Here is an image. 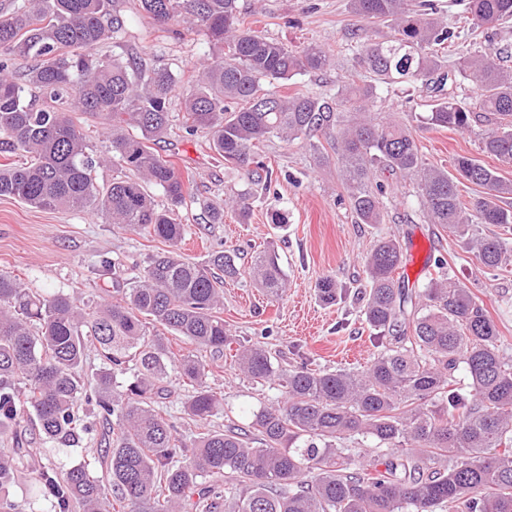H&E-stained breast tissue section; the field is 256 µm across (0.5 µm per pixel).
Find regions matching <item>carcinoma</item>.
<instances>
[{"label": "carcinoma", "instance_id": "cac0c4a2", "mask_svg": "<svg viewBox=\"0 0 512 512\" xmlns=\"http://www.w3.org/2000/svg\"><path fill=\"white\" fill-rule=\"evenodd\" d=\"M114 2L14 0L0 9V157L6 159L0 197L42 210L95 212L169 246L150 258L134 285L116 289L121 299L93 309L0 274V431L19 434L32 422L44 444L76 443L93 432L80 404L116 427L99 472L88 463L63 476L49 462L33 467L36 498L50 512H71L74 505L82 512H512V360L503 354L500 331L442 259L437 276L409 297L395 278L403 248L391 235L365 261L363 311L379 347L366 369L328 372L306 363L282 369L261 343H240L239 370L281 387V400L253 413L249 428L229 425L188 445L159 413L155 404L168 395L173 369L190 388L189 420L206 421L221 404L197 352L218 358L233 344L217 309L224 278L241 269L222 250L203 264L178 251L186 225L176 210L185 202L186 181L153 148L167 134L177 77L165 64L146 68L132 55L97 52L124 31ZM138 2L163 31L181 22L208 37L212 54L183 99V118L190 132L210 135L225 162L251 175L258 144L334 126L361 223L382 221L384 186L369 188L375 170L413 178L429 223L466 240L493 275L508 271L509 242L469 231L473 224L512 226V209L500 205L512 183L468 156L455 158L453 174L428 167L408 129L371 117L381 83L444 89L448 71L437 48L456 35L439 19L410 0H352L358 16L389 22L392 33L385 41L356 42V59L376 83L341 86L328 101L264 87L323 70L331 58L314 45L298 50L263 36L246 24L238 0ZM464 13L474 34L512 20V0H466ZM19 59L33 61L21 78L12 71ZM459 73L475 84L476 106L499 119L483 137V151L512 163V70L486 53L460 61ZM72 112L107 120L112 161L139 179L114 178L100 190L95 173L106 158L93 153ZM471 119L467 104L444 97L430 104L422 122L465 130ZM17 154L27 162H11ZM463 180L484 189L470 207L458 190ZM146 183L161 188L170 207L157 208ZM249 275L274 296L285 288L272 246L254 258ZM317 288L328 302L346 295L328 275ZM148 324L162 332L146 338ZM167 332L189 347L173 352ZM91 347L102 367L88 388L80 371ZM460 368L469 380L464 389L455 376ZM127 371L132 380L119 392L117 375ZM359 437L376 443L383 469L345 447ZM36 454L0 450V489L17 482L23 459Z\"/></svg>", "mask_w": 512, "mask_h": 512}]
</instances>
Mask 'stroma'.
<instances>
[{
  "mask_svg": "<svg viewBox=\"0 0 512 512\" xmlns=\"http://www.w3.org/2000/svg\"><path fill=\"white\" fill-rule=\"evenodd\" d=\"M448 27L458 31L444 55L449 71H456L462 53L492 54L498 64L512 68V21L483 28L479 36L464 34L458 0H432ZM252 29L292 48L316 44L333 55L323 71L295 76L279 86L283 95L308 92L319 97L335 94L338 85H363L371 74L354 62L353 33L385 40V22L357 17L351 0H241ZM125 19L121 43L137 52L145 66L163 61L178 74L177 94L189 92L201 63L211 49L203 32L175 37L154 26L139 11L136 0H117ZM434 92L422 83L381 86L375 109L394 112L415 137L423 161L452 169L457 156L479 160L512 183V165L483 152L481 137L492 124L477 117L469 130L458 131L423 124L421 117ZM333 133L317 132L312 139L277 138L259 146L265 166L260 184H251L238 168L224 164L203 133H188L181 112L159 153L172 160L190 179V194L180 209L187 235L181 244L184 257L205 262L214 250L237 254L242 274L224 284V303L218 311L237 341L261 342L282 368L304 363L334 371L361 369L376 354L373 330L360 312L357 292L365 285V259L376 239L397 237L406 257L397 270L406 288L422 291L437 273L436 262L446 259L461 283L483 301L512 356V272L494 277L484 272L465 242L439 225L428 223L411 182L385 184V213L381 224L359 223L336 161ZM249 196L246 216L225 208L224 221L210 223L205 203L233 195ZM275 242L287 288L273 296L256 288L247 270L268 242ZM165 244L149 234H135L91 213H65L33 208L20 200L0 198V273L11 275L39 292L61 291L93 304L109 299L114 285L125 284L142 270L152 254ZM330 275L348 289L346 299L323 301L315 285ZM207 383L224 396V411L207 423L188 419L182 405L184 392L169 380L171 395L159 407L174 422L184 441L206 430H221L234 423L247 426L261 405L276 401L274 384L252 383L231 357L210 363ZM100 433L83 443L44 445V461L59 472L94 460L100 452Z\"/></svg>",
  "mask_w": 512,
  "mask_h": 512,
  "instance_id": "35a3bbf8",
  "label": "stroma"
}]
</instances>
